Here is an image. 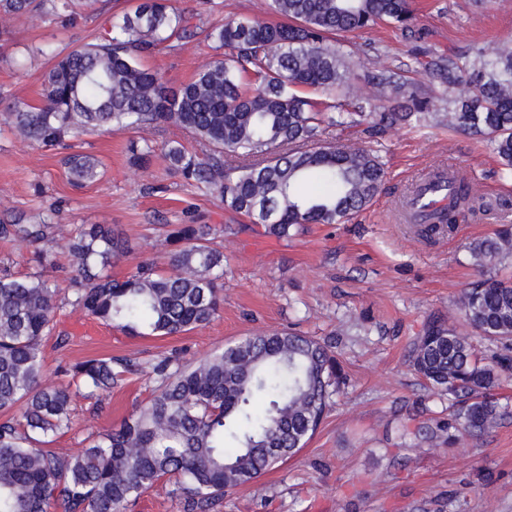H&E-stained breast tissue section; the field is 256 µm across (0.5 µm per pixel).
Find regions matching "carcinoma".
Segmentation results:
<instances>
[{"label": "carcinoma", "instance_id": "obj_1", "mask_svg": "<svg viewBox=\"0 0 512 512\" xmlns=\"http://www.w3.org/2000/svg\"><path fill=\"white\" fill-rule=\"evenodd\" d=\"M92 0H0V24L51 17L74 25ZM276 23L227 19L207 38L229 51L189 82L174 88L143 59L166 43L196 34L194 13L173 0H142L116 16L91 43L55 54L44 74L39 103L13 106L3 124L32 146L65 151L70 180L100 176L97 158L74 150L88 131L159 130L176 126L201 145L190 152L167 144V168L217 194L224 208L262 224L278 238L304 224H339L363 210L380 191L384 164L371 149L322 141L337 127H424L438 118L448 128L489 142L512 175V45L489 55L477 49L446 58H414L411 70L432 69L444 89L465 83L471 93L448 111L410 86L404 70L383 68L367 79L381 91H405L402 112L374 106L350 69L354 54L340 37L380 23L409 30L412 0H268ZM131 161L147 165L152 141L131 144ZM452 196L433 224L416 225L432 237L453 229L464 208L483 199L481 182L448 177ZM61 210L39 221H0V241L30 250L36 271L0 270V512H123L161 481L173 484L184 512H213L224 493L252 482L303 448L338 391L332 346L286 330L261 331L194 362L159 356L150 366L152 397L117 426L93 436L76 455L42 448L72 428L74 396L112 391L127 358H89L61 367L67 385L42 382L43 341L56 328L60 283L67 303L132 336H175L210 323L220 310L224 252L208 224H171L166 269L139 263L119 280L109 268L132 252L105 224L81 225L68 240L70 263L55 250ZM481 272L461 291L460 312L478 335L512 347V282L491 274L512 256V230L469 244ZM61 273L53 279L43 275ZM408 360L435 393L457 410L426 431L452 445L481 438L504 415L498 389L512 372V356L479 357L470 337L438 316L411 343Z\"/></svg>", "mask_w": 512, "mask_h": 512}]
</instances>
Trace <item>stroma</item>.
Listing matches in <instances>:
<instances>
[{"instance_id":"stroma-1","label":"stroma","mask_w":512,"mask_h":512,"mask_svg":"<svg viewBox=\"0 0 512 512\" xmlns=\"http://www.w3.org/2000/svg\"><path fill=\"white\" fill-rule=\"evenodd\" d=\"M138 2L97 0L74 28L48 18L14 20L0 34V110L37 104L51 53L104 34L113 16ZM221 2L219 9L204 12L199 0H177V7L200 12L201 30L176 49H160L146 67L157 69L169 85L186 83L225 56L207 39V30L227 18L267 15V0ZM413 8L415 33L379 25L347 36L356 50L354 73L398 67L423 49L491 51L512 43V0H413ZM141 138L134 130L79 136L77 150L101 160L105 174L77 189L58 151L0 133V219H29L56 205L67 227L111 225L133 247L111 269L118 278L141 262L164 265L167 225H213L224 252L221 311L183 334L143 337L63 305L57 329L68 342L44 341L45 381L60 383L59 365L94 357L143 364L176 351L193 361L261 330L329 339L343 382L328 417L305 448L226 493L215 512H512V376L498 390L508 416L484 440L448 446L416 433L419 426L446 419L448 401L426 389L407 359L430 316L468 332L458 295L478 274L467 246L512 225V179L501 177L487 142L436 122L373 135L358 127L330 132L326 141L377 151L386 169L384 187L345 223L308 224L278 238L259 224L238 231L241 216L210 191L167 171L161 157L145 168L131 165L129 144ZM451 165L478 175L490 198L508 200L509 208L495 220L466 217L452 234L429 242L401 222L397 205L423 174ZM154 387L138 372L124 375L103 399L76 398L73 428L54 437L50 450L80 452L88 436L119 424Z\"/></svg>"}]
</instances>
